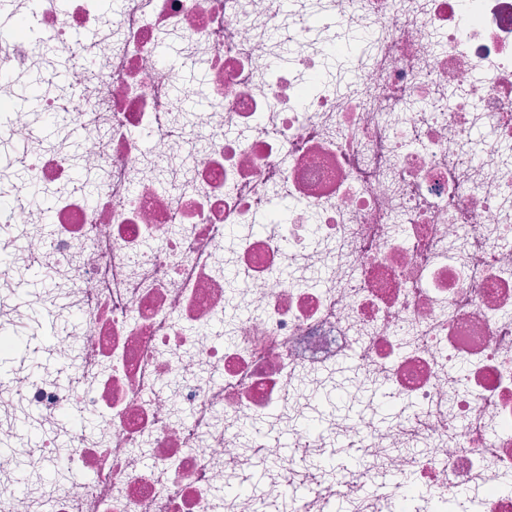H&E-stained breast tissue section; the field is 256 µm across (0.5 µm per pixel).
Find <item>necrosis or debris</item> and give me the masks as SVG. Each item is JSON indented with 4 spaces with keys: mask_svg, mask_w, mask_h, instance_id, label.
Wrapping results in <instances>:
<instances>
[{
    "mask_svg": "<svg viewBox=\"0 0 512 512\" xmlns=\"http://www.w3.org/2000/svg\"><path fill=\"white\" fill-rule=\"evenodd\" d=\"M0 68V512H401L407 474L512 512V0H0ZM66 411L63 489L17 490L19 416ZM339 443L374 503L309 466Z\"/></svg>",
    "mask_w": 512,
    "mask_h": 512,
    "instance_id": "necrosis-or-debris-1",
    "label": "necrosis or debris"
}]
</instances>
